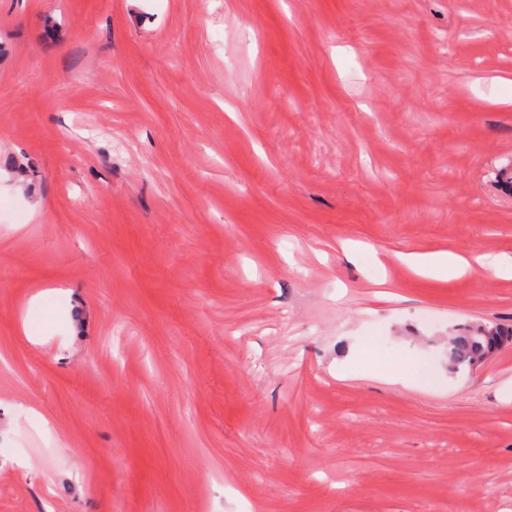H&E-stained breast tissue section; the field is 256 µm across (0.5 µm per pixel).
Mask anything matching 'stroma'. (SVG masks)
<instances>
[{
  "label": "stroma",
  "instance_id": "stroma-1",
  "mask_svg": "<svg viewBox=\"0 0 512 512\" xmlns=\"http://www.w3.org/2000/svg\"><path fill=\"white\" fill-rule=\"evenodd\" d=\"M510 159L512 0H0V512H512ZM399 259L417 269L422 274L447 280L464 274L480 275L488 271L495 275H512V257H499L493 261L477 258L476 265H472L461 256L448 253H437L431 255H400ZM511 341L512 327L505 324H469L455 329L448 336V369L456 373L473 365L475 368L480 361L511 344Z\"/></svg>",
  "mask_w": 512,
  "mask_h": 512
}]
</instances>
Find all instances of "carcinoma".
I'll use <instances>...</instances> for the list:
<instances>
[{"label": "carcinoma", "instance_id": "1", "mask_svg": "<svg viewBox=\"0 0 512 512\" xmlns=\"http://www.w3.org/2000/svg\"><path fill=\"white\" fill-rule=\"evenodd\" d=\"M512 343V327L488 323L466 325L448 336V369L452 373L469 369Z\"/></svg>", "mask_w": 512, "mask_h": 512}]
</instances>
